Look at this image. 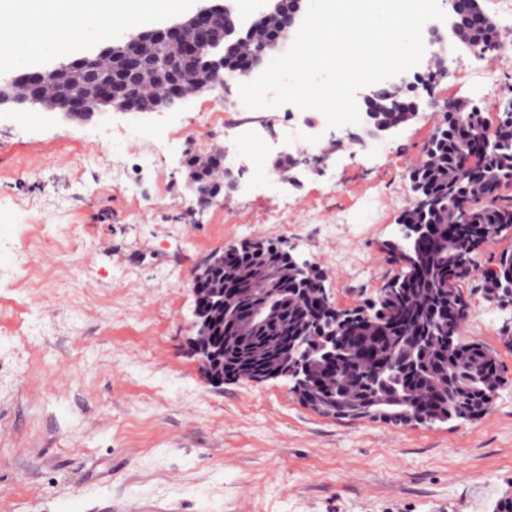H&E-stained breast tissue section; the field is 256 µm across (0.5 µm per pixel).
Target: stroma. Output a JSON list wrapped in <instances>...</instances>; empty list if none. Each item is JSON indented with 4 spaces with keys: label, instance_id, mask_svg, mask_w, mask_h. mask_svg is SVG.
Wrapping results in <instances>:
<instances>
[{
    "label": "stroma",
    "instance_id": "stroma-1",
    "mask_svg": "<svg viewBox=\"0 0 512 512\" xmlns=\"http://www.w3.org/2000/svg\"><path fill=\"white\" fill-rule=\"evenodd\" d=\"M454 79L407 74L405 101L512 98V65L488 99L491 60L458 46ZM240 80L164 112L87 121L0 107V512H494L512 492V306L463 284L490 322L464 340L496 352L508 382L476 421L391 426L323 417L287 379L207 382L191 347V271L256 236L315 262L336 307H369L399 271L383 247L401 235L408 175L441 118L421 113L369 153L360 126L293 178L288 106L246 108ZM223 113L228 132L206 118ZM252 128L258 155L224 203L199 213L185 153Z\"/></svg>",
    "mask_w": 512,
    "mask_h": 512
}]
</instances>
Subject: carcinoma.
Here are the masks:
<instances>
[{
    "instance_id": "cac0c4a2",
    "label": "carcinoma",
    "mask_w": 512,
    "mask_h": 512,
    "mask_svg": "<svg viewBox=\"0 0 512 512\" xmlns=\"http://www.w3.org/2000/svg\"><path fill=\"white\" fill-rule=\"evenodd\" d=\"M466 37L484 52L495 50L498 44L473 15ZM463 117L451 112L443 116L430 140L433 153H423L422 161L410 171L436 204L424 213H415L414 223L435 226L440 239L429 244L419 242L412 264L404 271L413 280V287L384 298L378 315L357 322L354 328L355 351L370 350L399 368L386 385L390 410L398 413L425 399L431 424L485 416L504 386L496 354L481 342L462 341L464 323H448V310L462 299L459 283L476 276L491 300L512 290V250L502 252L495 269L485 273L476 255L462 251L460 241L449 237L447 229L457 219L484 225L494 236L512 227V196L502 193V189L512 187V131L499 126L488 133L480 116L465 117L475 137L485 141L483 151L475 155L456 135L457 123ZM467 159L483 178L469 177L462 168ZM458 194L470 199V210L464 215L457 209ZM285 338L283 325L269 324L229 349L221 362L239 366L271 358ZM368 376L363 368L323 382L326 396L336 401L333 417L360 419L351 413L350 405L374 397L377 384Z\"/></svg>"
}]
</instances>
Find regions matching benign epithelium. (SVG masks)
Returning <instances> with one entry per match:
<instances>
[{
	"mask_svg": "<svg viewBox=\"0 0 512 512\" xmlns=\"http://www.w3.org/2000/svg\"><path fill=\"white\" fill-rule=\"evenodd\" d=\"M451 8L448 31L438 27L431 30V41L441 42L445 33L458 38L461 21L458 0H448ZM309 0H269L253 15L254 25L242 28L233 22L240 13L237 3L203 6L186 19L167 27L136 30L120 37L100 36L99 48L74 61H61L46 69L25 70L19 75L0 82V107L5 104H30L48 112H62L73 117H88L104 112H159L172 110L191 97L223 86L224 57L236 58L238 75L255 79L264 60L281 50L294 37L301 25V17L308 10ZM273 23L272 34L259 42V49L249 50L254 38V27ZM171 48L170 56L179 66L178 78L158 91L152 80L140 71L141 56L152 52L160 42ZM120 59L123 69L138 80V89L132 94H118L112 83L101 74V69L112 59ZM79 69L94 77L90 82L94 90L92 103L57 83L59 73ZM403 82L387 79L371 85L359 93L363 137L359 141H385L396 129L418 118L421 112H435L438 104L430 99L401 100ZM387 107L402 116L386 123L376 119L379 108ZM210 154L196 152L186 174L188 189L195 197L199 211L203 212L224 202V189L238 187L235 169L230 164L213 167L208 163ZM427 198L413 190V196L400 218L404 230L403 245H408L428 234L429 226L412 223V214L423 208ZM273 245L262 237H255L212 252L192 275L194 309L192 345L198 369L213 382L224 380L212 372L218 353L225 351L252 332L276 318L289 292L313 293L316 302L304 310L301 322L288 338V347L280 363L249 380L286 378L293 383L299 400L315 413L330 414L336 404L312 386L313 373L318 369L350 370L346 360L347 326L356 319L370 317L361 309H338L330 301L325 278L316 272L317 266L300 258L292 250L280 248L272 252ZM238 252L265 260L250 274L252 289L258 300L252 302L239 297L234 283V272H224L218 281L214 272L226 264V259ZM296 288L289 289L286 284Z\"/></svg>",
	"mask_w": 512,
	"mask_h": 512,
	"instance_id": "benign-epithelium-1",
	"label": "benign epithelium"
}]
</instances>
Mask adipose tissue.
<instances>
[{"label": "adipose tissue", "mask_w": 512, "mask_h": 512, "mask_svg": "<svg viewBox=\"0 0 512 512\" xmlns=\"http://www.w3.org/2000/svg\"><path fill=\"white\" fill-rule=\"evenodd\" d=\"M145 9L168 13L170 0H26L22 18H15L8 10L0 11V66H14L21 55L39 51L47 26L56 27L54 46L64 53L90 19L120 18L131 29Z\"/></svg>", "instance_id": "obj_1"}]
</instances>
